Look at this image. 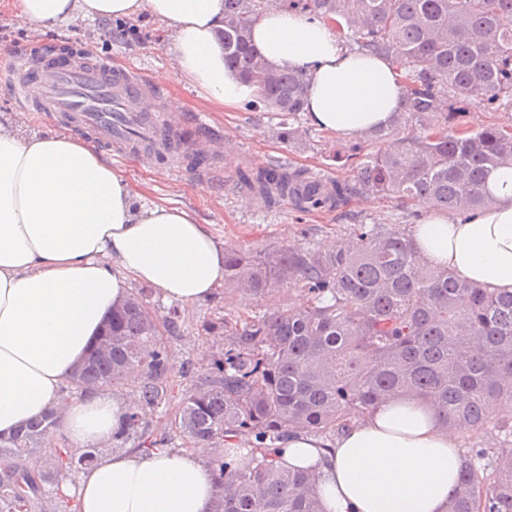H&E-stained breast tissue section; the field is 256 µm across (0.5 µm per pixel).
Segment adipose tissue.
I'll use <instances>...</instances> for the list:
<instances>
[{"mask_svg": "<svg viewBox=\"0 0 512 512\" xmlns=\"http://www.w3.org/2000/svg\"><path fill=\"white\" fill-rule=\"evenodd\" d=\"M37 30L79 18L149 14L168 30L179 73L212 106L252 99L254 86L224 63V0H9ZM258 52L309 77L304 110L332 134L358 137L389 122L409 91L394 64L348 50L335 23L281 7L252 30ZM492 198L474 213L429 211L413 235L421 256L460 278L512 293V168L486 180ZM94 146L62 133L23 135L0 122V437L55 407L73 448L109 440L118 401L96 393L68 402L62 383L83 360L132 284L185 306L224 283V243L192 210L143 204ZM459 430L428 401H387L333 443L302 432L275 452L285 468H313L326 512H448L462 467ZM215 478L202 452L106 454L74 490L75 512H210Z\"/></svg>", "mask_w": 512, "mask_h": 512, "instance_id": "obj_1", "label": "adipose tissue"}]
</instances>
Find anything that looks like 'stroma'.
<instances>
[{"mask_svg": "<svg viewBox=\"0 0 512 512\" xmlns=\"http://www.w3.org/2000/svg\"><path fill=\"white\" fill-rule=\"evenodd\" d=\"M169 43L165 28L145 13L120 20L78 19L43 32L32 29L9 7L0 6V53L26 57L61 46L91 51L110 60L114 68L160 86L159 104L179 132L191 134L200 126L205 138L219 142L215 166L220 174L202 182L193 180L174 162L148 164L142 157L114 151L108 157L147 200L191 209L201 223L214 226L225 244L263 251L301 243L307 235L316 249L323 250L347 237L359 220L370 224L406 222L408 205L373 195H357L340 206L308 212L287 202L272 208L255 204L252 192L235 184L239 167L282 163L343 182L356 174L357 160L347 152L348 140L314 128L305 145L294 148L277 139L274 128L278 118L272 113L255 111L246 103L224 111L212 107L181 77ZM301 300V293L294 291L245 300L221 289L206 302L181 307L178 328L159 327L158 339L176 362L193 361L200 375L224 350V339L211 331V324L221 322L229 312H272L299 305Z\"/></svg>", "mask_w": 512, "mask_h": 512, "instance_id": "obj_1", "label": "stroma"}]
</instances>
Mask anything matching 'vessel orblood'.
I'll return each mask as SVG.
<instances>
[{
  "mask_svg": "<svg viewBox=\"0 0 512 512\" xmlns=\"http://www.w3.org/2000/svg\"><path fill=\"white\" fill-rule=\"evenodd\" d=\"M19 112H47L64 125L94 136L107 147L154 149L164 131L144 116L145 85L109 60L94 54L61 59L47 55L39 64L18 66L0 57Z\"/></svg>",
  "mask_w": 512,
  "mask_h": 512,
  "instance_id": "1",
  "label": "vessel or blood"
}]
</instances>
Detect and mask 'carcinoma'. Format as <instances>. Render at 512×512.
Here are the masks:
<instances>
[{"instance_id": "1", "label": "carcinoma", "mask_w": 512, "mask_h": 512, "mask_svg": "<svg viewBox=\"0 0 512 512\" xmlns=\"http://www.w3.org/2000/svg\"><path fill=\"white\" fill-rule=\"evenodd\" d=\"M272 0H224V62L257 87V103L282 116L278 136L300 144L307 93L301 71L271 67L251 41L253 23ZM346 27L345 40L390 59L411 85L387 126L352 144L361 157L351 182L326 183L281 164L246 170L240 180L272 206L289 196L298 210L338 206L351 196L394 197L403 204L449 212L484 208L494 169L512 166V127L472 130L461 121L468 102L512 112V0H280ZM305 292L300 308L230 315L226 349L209 371L176 397L175 369L156 339L157 321L176 328L178 312L160 319L144 291L112 313L103 335L62 388L63 397L121 389L127 396L111 443L56 447L49 410L0 439V512H72L67 478L85 471L105 449L165 450L150 413L179 399L175 434L215 455L212 512H323L309 469L290 470L256 448L290 431L331 441L383 401L429 400L440 425L483 439L464 453L448 496V512H512V420H493L490 407L512 401V294L494 295L425 260L400 224H358L349 239L323 252L299 245L251 255L224 247V288L259 299L284 285ZM255 450L236 463L240 441Z\"/></svg>"}]
</instances>
